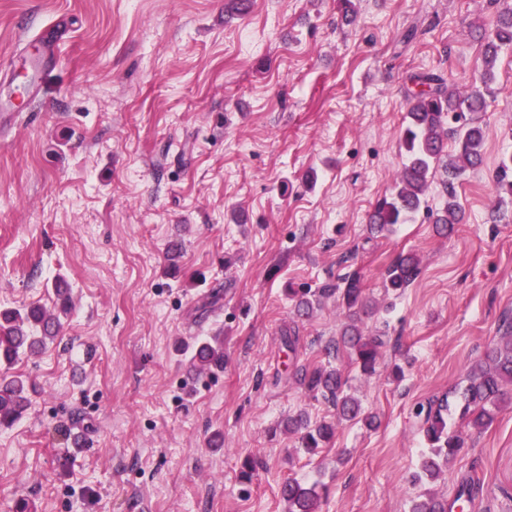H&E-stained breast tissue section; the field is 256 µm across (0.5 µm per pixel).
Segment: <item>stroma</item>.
<instances>
[{
  "label": "stroma",
  "instance_id": "obj_1",
  "mask_svg": "<svg viewBox=\"0 0 512 512\" xmlns=\"http://www.w3.org/2000/svg\"><path fill=\"white\" fill-rule=\"evenodd\" d=\"M506 3L358 0L347 23L336 0H252L230 20L224 0H0V60L16 62L0 72V309L55 311L60 282L72 303L41 354L0 365L35 388L0 428V512H287L291 479L327 486L320 512H410L422 489L449 499L474 475L465 512H512V407L481 432L456 422L466 448L413 481L419 406L512 323V203L494 181L512 155V50L480 114L484 162L454 182L463 224L435 230L439 173L413 223L369 232L405 162L412 76L481 85L479 35ZM401 252L420 274L395 295ZM346 255L385 345L375 375L343 374L379 425L339 424L310 457L282 421L335 411L292 365L323 363L345 317L328 299L298 322L285 290L320 287ZM215 335L223 371L190 377L187 345ZM420 273L419 261L412 253H400L387 268L385 287L388 292L400 294L408 288Z\"/></svg>",
  "mask_w": 512,
  "mask_h": 512
}]
</instances>
